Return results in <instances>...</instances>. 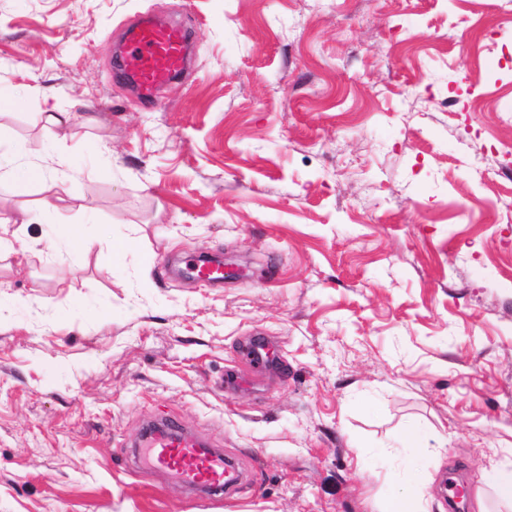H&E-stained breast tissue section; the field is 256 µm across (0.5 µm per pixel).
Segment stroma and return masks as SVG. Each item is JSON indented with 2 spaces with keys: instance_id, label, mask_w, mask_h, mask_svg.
I'll use <instances>...</instances> for the list:
<instances>
[{
  "instance_id": "35a3bbf8",
  "label": "stroma",
  "mask_w": 512,
  "mask_h": 512,
  "mask_svg": "<svg viewBox=\"0 0 512 512\" xmlns=\"http://www.w3.org/2000/svg\"><path fill=\"white\" fill-rule=\"evenodd\" d=\"M142 15L196 42L148 102L117 58ZM16 141L57 178L0 183L45 210L0 270V512H448L454 470L512 512L484 493L512 468V0H0ZM204 252L223 286L167 273ZM162 416L244 487L134 463Z\"/></svg>"
}]
</instances>
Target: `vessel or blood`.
I'll list each match as a JSON object with an SVG mask.
<instances>
[{
    "label": "vessel or blood",
    "mask_w": 512,
    "mask_h": 512,
    "mask_svg": "<svg viewBox=\"0 0 512 512\" xmlns=\"http://www.w3.org/2000/svg\"><path fill=\"white\" fill-rule=\"evenodd\" d=\"M187 31L177 23L160 24L143 20L127 32L126 51L132 64L126 77L151 99L153 92L185 69ZM191 276L203 284L224 280V262L187 263ZM140 459L165 475L176 477L189 491L209 498H221L237 484L220 449L200 440L192 431L173 420L147 425L140 442Z\"/></svg>",
    "instance_id": "obj_1"
}]
</instances>
